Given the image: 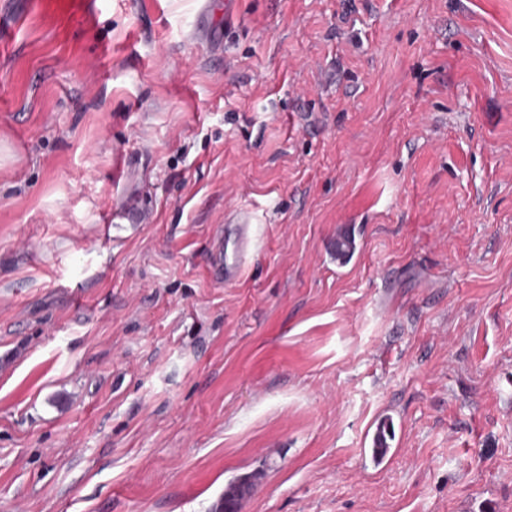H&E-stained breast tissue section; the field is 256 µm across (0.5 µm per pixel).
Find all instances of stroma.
<instances>
[{"label": "stroma", "mask_w": 512, "mask_h": 512, "mask_svg": "<svg viewBox=\"0 0 512 512\" xmlns=\"http://www.w3.org/2000/svg\"><path fill=\"white\" fill-rule=\"evenodd\" d=\"M234 11L0 0V512H512V0ZM230 224H235L233 245L229 249L224 234L219 232L217 244L209 256V267L218 279L231 280L239 272L247 255L253 250L256 235L253 234L250 216L246 212L233 214ZM244 484L248 488H252V481L249 479L237 483L231 482L227 485L224 489V495H222L216 506L215 512H239L240 502L246 496L244 495L246 492L238 493L236 490Z\"/></svg>", "instance_id": "stroma-1"}]
</instances>
